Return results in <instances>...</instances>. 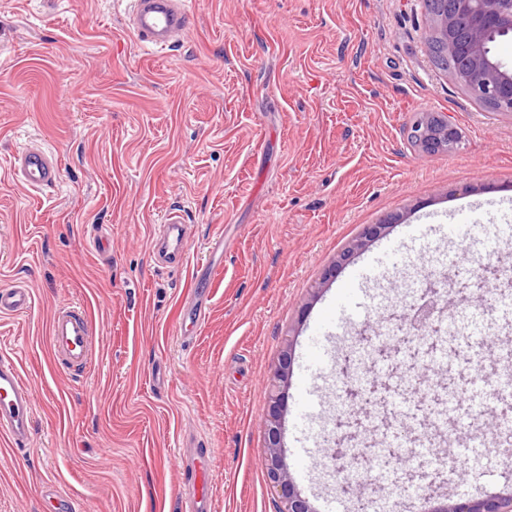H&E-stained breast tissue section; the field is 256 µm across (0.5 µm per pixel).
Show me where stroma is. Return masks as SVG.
Here are the masks:
<instances>
[{"label":"stroma","mask_w":512,"mask_h":512,"mask_svg":"<svg viewBox=\"0 0 512 512\" xmlns=\"http://www.w3.org/2000/svg\"><path fill=\"white\" fill-rule=\"evenodd\" d=\"M197 23L169 54L141 48L116 0H0V288L33 294L0 315V355L32 389L27 449L0 439V512H181L183 441L212 455L211 512H276L263 465L268 394L285 347L296 358L282 453L316 512H431L413 488L377 482L338 492L320 463L300 465L296 397L314 322L349 270L385 245L397 255L369 282L378 314L428 275L494 247L512 267V114L493 112L431 62L421 0H191ZM424 112L452 116L462 139L430 155L407 138ZM60 179L36 193L10 173L31 141ZM481 206L483 227L449 233ZM183 206L186 264H154V226ZM393 227L326 278L364 225ZM223 249H214L216 240ZM84 306L96 355L68 374L48 325ZM497 338L481 372L440 342V381L415 379L405 355L380 362L396 391L391 429L426 426L427 468L477 460L444 494L512 493V465L492 440L436 421L437 387L466 393L512 372V288L456 303Z\"/></svg>","instance_id":"1"}]
</instances>
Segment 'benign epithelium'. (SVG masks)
<instances>
[{"label": "benign epithelium", "mask_w": 512, "mask_h": 512, "mask_svg": "<svg viewBox=\"0 0 512 512\" xmlns=\"http://www.w3.org/2000/svg\"><path fill=\"white\" fill-rule=\"evenodd\" d=\"M496 32L512 33V0H440V8L431 16L425 30L426 44L441 43L448 55L459 58V65L450 72L475 100L488 108L512 112V69L488 55V41ZM408 139L428 154L448 150L460 140V132L451 117L444 112H424L408 130ZM393 224L387 220L380 224H367L337 256L333 267L325 276H332L336 268L362 250ZM505 280L503 268L487 266L466 278L450 269L426 280L417 299L394 308L383 317L395 341L375 342L374 336L364 334L363 346L367 356L348 354L337 366L336 374L344 380L345 412L334 418V441L338 443H362L371 438V445L359 449L354 463L345 461V449L339 447L333 453L335 463L331 474L336 489L344 494L360 498L366 483L373 475V466L367 457L379 451L376 444L383 432L378 430L363 403L374 402L387 390L383 377L372 375L364 383L357 382L361 373L375 366L393 353L409 352L411 360L418 364L421 359L413 351L412 343L442 332L441 319L451 302L484 301L486 292L500 287ZM292 359V347L282 354L274 374L273 392L265 417L266 451L265 469L269 483L277 496V512H316L308 499L296 488L281 451V419L285 408L283 390L288 387ZM442 472L429 473L423 464L395 466L391 484L396 488L408 487L429 480V495H434L436 479ZM431 512H512V494L485 499H452L435 506Z\"/></svg>", "instance_id": "obj_1"}]
</instances>
